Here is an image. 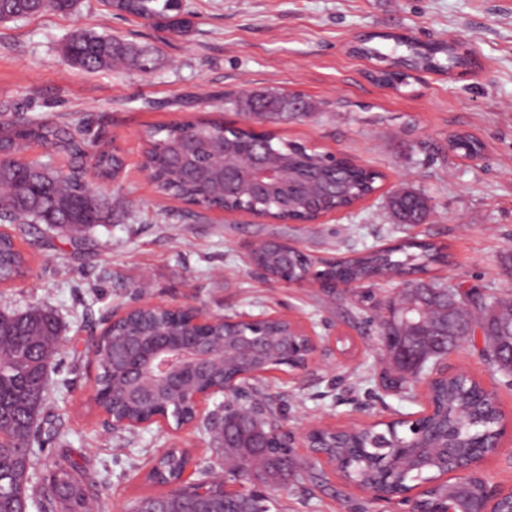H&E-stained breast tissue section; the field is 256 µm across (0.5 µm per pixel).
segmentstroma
I'll return each instance as SVG.
<instances>
[{
	"mask_svg": "<svg viewBox=\"0 0 512 512\" xmlns=\"http://www.w3.org/2000/svg\"><path fill=\"white\" fill-rule=\"evenodd\" d=\"M192 25L176 34L79 0L69 14L41 13L0 22V120L66 122L92 151L119 148L124 168L101 187L112 219L83 243L26 225L20 236L31 273L0 286V310L45 306L62 323V353L50 373L44 435L30 470V489L61 457L87 461L109 512H128L143 495L166 493L145 481L165 448L188 449L202 466L222 467L205 426L174 422L112 429L94 403L97 369L90 345L112 310L141 301L190 305L224 316L280 314L322 336L305 369L258 378L267 400L283 411L285 429L313 423L348 425L410 416L423 410L428 375L412 390L390 391L384 359L373 347L372 318L395 295L398 280L360 293H327L252 273L247 244L289 239L316 258H348L405 239L445 245L432 273L446 286L464 284L490 296H512V0H184ZM157 48L151 70L116 64L71 67L63 47L76 28ZM386 32L432 42L455 40L475 64L448 74L422 73L395 87L373 82L377 61L349 51L355 36ZM298 93L305 111L273 119L232 107L241 96ZM249 123L292 142L352 157L382 176L379 190L353 208L314 224H281L244 213L202 210L161 191L142 167V134L177 119ZM466 132L484 147L478 160L448 147ZM408 187L423 193L431 213L400 224L387 198ZM449 370L465 369L491 392L503 414L499 453L481 470L490 484L512 487V384L490 367L474 343L449 352ZM316 482L270 485L273 512H404L398 500L376 501L329 469Z\"/></svg>",
	"mask_w": 512,
	"mask_h": 512,
	"instance_id": "1",
	"label": "stroma"
}]
</instances>
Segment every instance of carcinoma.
Returning a JSON list of instances; mask_svg holds the SVG:
<instances>
[{"label":"carcinoma","mask_w":512,"mask_h":512,"mask_svg":"<svg viewBox=\"0 0 512 512\" xmlns=\"http://www.w3.org/2000/svg\"><path fill=\"white\" fill-rule=\"evenodd\" d=\"M78 0H0V14L12 18L26 17L47 11L69 13ZM111 8L145 19L152 25L174 33L188 31L189 18L181 12V0H104ZM393 42L387 51L374 45L375 39ZM354 51L385 64L378 79L403 84L412 77L411 71L448 72L471 64L468 51L460 44L424 46L413 39L394 34L364 36ZM64 55L75 68L91 71L109 68L116 61L125 62L141 71L154 65L152 53L133 42L91 31H77L66 42ZM288 97L270 93L243 101V109L269 117L288 113ZM227 141L228 150H246L261 143L269 144V158L281 166L284 174L293 173L305 180H320L328 174L326 153L290 142L270 132L251 128L224 130V123L199 118L175 121L152 127L144 134L143 166L148 168L159 189L182 202L205 210L236 209L256 206L275 220H312L318 210H342L373 193L381 175L361 166L340 161L336 166V194L319 196L308 202L293 199L290 207L280 208L272 200L259 201L249 192L224 195L219 185L205 187L202 173L217 168L224 161L219 144ZM43 142L66 154L71 164L65 171L25 162L18 155L29 142ZM453 148L464 155L481 151L473 136L457 133ZM85 141L64 122L45 123L25 120L0 121V221L9 224H46L63 233L83 239L97 225L110 221L112 208L100 197L99 191L85 180L83 157ZM123 167L117 150L102 144L95 154L98 179L110 181ZM388 206L401 224H419L429 212L427 199L413 191L389 196ZM446 247L428 241H407L402 244L366 250L336 265V279L342 281H372L381 271L395 275H413L417 287L428 303L425 312L408 317L403 327L394 330L393 341L400 345L413 333H421L437 320L443 304L439 290L443 285L423 279L430 268L443 261ZM29 270L28 257L16 247L14 236L0 232V283H13ZM471 308L474 329L482 331V356L488 365L505 376H512V345L501 336V326L512 323V297H487L469 289L457 295ZM182 316L160 312L150 319L138 313L109 326L99 347L97 390L101 411L117 419L136 420L152 414H163L175 424L184 425L192 418L191 407L175 396L163 392L156 400L131 397L128 388L112 380V343L125 338L143 336L174 326ZM62 326L53 311L32 307L24 312L0 311V512H26L32 505L37 512H103L99 501V486L88 465L72 460L55 464L48 480L35 494L29 493V470L33 456L32 439L36 436L35 416L45 402L44 371L59 354ZM431 368L427 363L417 372L394 362L392 385L410 388L422 372ZM484 391L474 379L460 381L453 376L432 386L434 416L418 421L411 428L390 431L386 428L353 430L344 440V447L335 448L347 457L342 478L349 485L366 484L377 475V467L389 462L398 442L426 434L429 427L448 424L452 447L466 455L472 444L497 440L499 414L488 415L481 406ZM238 449V465L228 470L229 479L242 476L248 459L256 453L266 457L267 476L284 481L290 476L303 482L311 475L296 469L295 462L285 463L283 448ZM194 459L187 453L171 451L147 475L150 483L179 481ZM441 474L440 466L428 460L420 467H409L394 473L395 482L411 487L434 482ZM481 486L458 477L453 482L432 488L437 496H446L455 503L457 512H465L468 502L479 496ZM161 506L164 512H241L238 500L224 497V482L187 483L160 496H142L135 500L130 512H147Z\"/></svg>","instance_id":"1"}]
</instances>
